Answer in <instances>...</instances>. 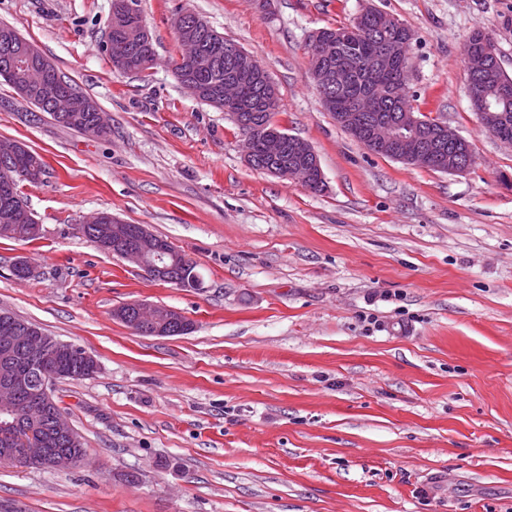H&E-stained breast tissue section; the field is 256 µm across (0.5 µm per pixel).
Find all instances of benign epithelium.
I'll list each match as a JSON object with an SVG mask.
<instances>
[{
  "label": "benign epithelium",
  "mask_w": 512,
  "mask_h": 512,
  "mask_svg": "<svg viewBox=\"0 0 512 512\" xmlns=\"http://www.w3.org/2000/svg\"><path fill=\"white\" fill-rule=\"evenodd\" d=\"M112 14L122 18L133 20L138 16V6L133 0H114ZM107 53L114 56V69L120 72L129 70L131 64L126 48L114 43L105 45ZM314 55L318 57H330L334 53V38L319 35L313 43ZM409 41H403L390 46L387 49L373 52L367 58L354 63L345 60L336 67H328L322 72L327 78L326 84L334 82L342 87H348L354 78L356 68H361L372 74L384 70L394 61L397 64V80L402 84L409 82L411 66L409 64ZM22 69L26 70L31 78L18 87V92L27 95L31 92H43L51 98L52 110L58 118L70 120L76 112V95L71 91L52 90L47 81V75L52 63L35 50H29L20 56ZM467 69L472 73L482 76L494 71L499 65L494 49L486 46L479 52H471L465 56ZM260 80L269 85L271 81L268 74L263 72L254 74L250 69H245L242 74L224 83V94L218 100V105L225 114L232 118L238 117L245 106L244 89L248 82ZM469 96L479 116L481 124L486 129H491L503 120L505 116L489 109L483 93V85L476 83L471 85ZM374 106V101L364 99L347 112L336 115V123L349 132L357 135L360 132L362 111ZM441 131L438 135L428 134L420 125V119L413 112L411 104L402 105V115L397 123L373 130L366 142L370 150L382 149L389 155L409 161L420 167H434L448 173H459L466 170V166L460 159L446 151L443 144L448 140L456 141L459 135L445 123H440ZM264 150L267 156L275 159L281 156L284 149V140L277 134H266L262 138ZM297 154L302 159L296 160L285 169V175L290 179L303 184L310 182L314 168L318 161L308 162L305 157L315 155L311 145L304 140H297L295 146ZM85 226L92 227L93 232L106 241L107 250L120 258L136 265L144 274L156 281L165 283L167 266L165 257L166 246L162 239L152 233L143 224L137 225L135 240L128 243L129 228L125 224H110L103 213H98L85 222ZM136 321L144 323L146 332L153 336H169L173 334L172 327L182 320V313L174 308L155 305L151 303H139L135 306ZM48 348V339L45 336H15L11 332L0 333V351L4 359L14 363L18 356L24 355L29 359L41 358ZM49 380L42 379L37 383L31 381L26 372L15 370L13 375L0 384V410L5 413H17L20 411L19 394L23 391L29 395V401L36 403L39 397L48 393ZM48 449L44 443L33 440L24 448H0V464L7 465L23 462L25 464H37L47 455Z\"/></svg>",
  "instance_id": "7a95c632"
}]
</instances>
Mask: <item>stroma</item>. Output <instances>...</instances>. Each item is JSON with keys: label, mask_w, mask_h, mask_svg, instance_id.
Segmentation results:
<instances>
[{"label": "stroma", "mask_w": 512, "mask_h": 512, "mask_svg": "<svg viewBox=\"0 0 512 512\" xmlns=\"http://www.w3.org/2000/svg\"><path fill=\"white\" fill-rule=\"evenodd\" d=\"M408 27L415 112L468 140L441 173L382 157L305 78L311 35L364 7ZM155 61L117 74L112 0H0L100 108L90 138L0 82V139L46 165L23 196L43 237L0 239V309L81 346L93 376L53 386L83 442L67 468L0 465L14 512H512V145L481 125L463 46L483 28L512 76V0H141ZM192 12L254 55L274 121L314 148L313 193L252 168L224 112L186 92L174 19ZM110 211L197 266L147 278L77 232ZM25 258L35 268L16 278ZM193 328L144 336L125 304Z\"/></svg>", "instance_id": "35a3bbf8"}]
</instances>
